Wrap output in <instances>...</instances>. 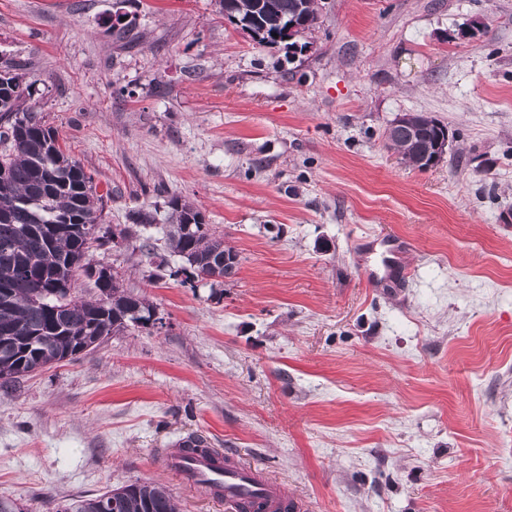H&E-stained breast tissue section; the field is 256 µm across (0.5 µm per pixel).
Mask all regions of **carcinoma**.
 <instances>
[{
  "mask_svg": "<svg viewBox=\"0 0 512 512\" xmlns=\"http://www.w3.org/2000/svg\"><path fill=\"white\" fill-rule=\"evenodd\" d=\"M237 26L260 44L274 46V35L297 26L299 36L315 28L318 0H231ZM32 85L0 81V141L4 131L23 124L0 149L4 163L0 182V387L14 385L34 370L59 363L79 342L123 332L155 308L146 297L119 288L112 277L95 272L94 249L112 242L100 229L104 196L92 175L60 142L58 132L26 106ZM448 139V128L419 116L402 120L388 137L390 148L405 164L428 168L442 155L436 146ZM165 248L190 269L189 278L210 287L236 271L233 249L224 235L203 222L189 202L168 200ZM121 234L155 222L148 209L127 215ZM93 282L88 297L78 281ZM179 512L171 491L153 481H135L95 497L74 499L65 512Z\"/></svg>",
  "mask_w": 512,
  "mask_h": 512,
  "instance_id": "1",
  "label": "carcinoma"
}]
</instances>
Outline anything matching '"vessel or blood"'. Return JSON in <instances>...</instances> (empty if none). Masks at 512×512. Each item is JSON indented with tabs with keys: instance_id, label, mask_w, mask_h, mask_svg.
I'll return each instance as SVG.
<instances>
[{
	"instance_id": "b4317fda",
	"label": "vessel or blood",
	"mask_w": 512,
	"mask_h": 512,
	"mask_svg": "<svg viewBox=\"0 0 512 512\" xmlns=\"http://www.w3.org/2000/svg\"><path fill=\"white\" fill-rule=\"evenodd\" d=\"M162 460L187 485L223 498L233 512H241L250 501L264 512H278L287 497L276 481L260 477L254 468L239 462H225L223 451L166 450Z\"/></svg>"
}]
</instances>
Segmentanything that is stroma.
I'll list each match as a JSON object with an SVG mask.
<instances>
[{"label": "stroma", "instance_id": "obj_1", "mask_svg": "<svg viewBox=\"0 0 512 512\" xmlns=\"http://www.w3.org/2000/svg\"><path fill=\"white\" fill-rule=\"evenodd\" d=\"M319 6L291 57L217 0H0V67L106 223L154 209L163 244L178 196L239 256L193 288L92 253L168 328L0 387V496L52 512L151 480L180 512H229L157 462L197 434L293 512H512V0ZM404 113L447 126L434 167L387 148ZM383 237L411 242V278L378 283Z\"/></svg>", "mask_w": 512, "mask_h": 512}]
</instances>
